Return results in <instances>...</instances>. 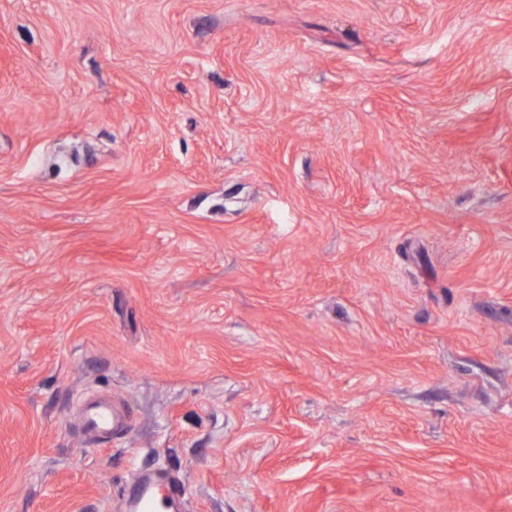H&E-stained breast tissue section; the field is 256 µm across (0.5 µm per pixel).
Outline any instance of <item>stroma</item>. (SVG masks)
I'll return each mask as SVG.
<instances>
[{
  "instance_id": "35a3bbf8",
  "label": "stroma",
  "mask_w": 512,
  "mask_h": 512,
  "mask_svg": "<svg viewBox=\"0 0 512 512\" xmlns=\"http://www.w3.org/2000/svg\"><path fill=\"white\" fill-rule=\"evenodd\" d=\"M140 470L512 512V0H0V512ZM77 416L81 432L93 439H108L127 427L128 411L112 397L86 396L79 400Z\"/></svg>"
}]
</instances>
